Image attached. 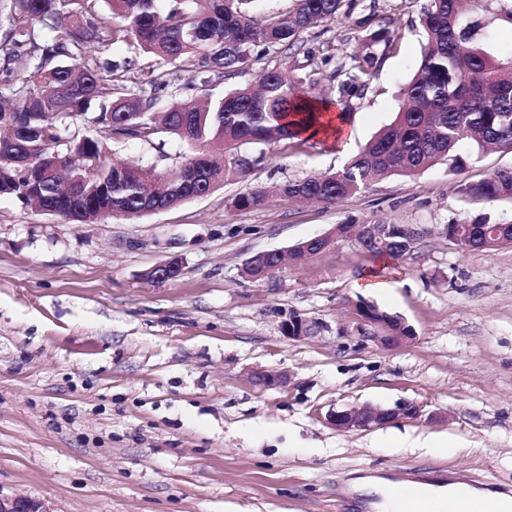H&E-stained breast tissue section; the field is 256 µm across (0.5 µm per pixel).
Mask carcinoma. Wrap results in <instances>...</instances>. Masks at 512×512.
Here are the masks:
<instances>
[{
    "label": "carcinoma",
    "instance_id": "cac0c4a2",
    "mask_svg": "<svg viewBox=\"0 0 512 512\" xmlns=\"http://www.w3.org/2000/svg\"><path fill=\"white\" fill-rule=\"evenodd\" d=\"M253 0H0V124L14 130L0 145V193L36 203L72 224H94L105 214L141 216L209 195L230 178H244L268 161L271 146L320 124L321 100L302 89L292 72L304 33L343 11L345 0H295L287 15L259 22ZM512 24V6L475 0ZM425 34L417 74L399 91L404 107L394 121L363 145L341 169L275 185L258 186L233 199L252 209L279 197L336 207L376 181L414 176L446 161L461 173L471 154L493 145L512 152V54L487 46L482 21L464 0H428L420 18ZM396 29L372 35L340 68L341 85L368 88L382 42L392 48ZM114 48L134 44L139 53L181 67L127 87L136 69L130 59L92 57L89 44ZM260 46H282L292 67L264 68L258 85L239 87L200 104L174 102L158 111L157 91L167 86L207 91L212 77L252 69ZM159 133L189 147L174 179L155 167L112 158L111 145L129 139L154 143ZM469 197L512 198V168L460 181ZM378 235L363 248L384 271L411 249L399 226L377 223ZM448 235L464 249L493 251L512 239V224L482 219L455 223ZM278 261L275 254L248 261L256 281Z\"/></svg>",
    "mask_w": 512,
    "mask_h": 512
}]
</instances>
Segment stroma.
I'll list each match as a JSON object with an SVG mask.
<instances>
[{"mask_svg": "<svg viewBox=\"0 0 512 512\" xmlns=\"http://www.w3.org/2000/svg\"><path fill=\"white\" fill-rule=\"evenodd\" d=\"M427 0H346L337 20L309 30L304 49L317 92L346 115L340 134L295 138L247 178L166 211L72 224L0 196V494L23 493L53 512H376L353 480L408 474L512 487V244L462 250L441 224L512 223V199L470 198L477 181L512 167V153H471L465 174L439 163L372 184L340 206L278 198L241 210L233 198L342 168L401 106L416 73ZM400 33L367 91L338 90L336 70L366 33ZM116 157L174 173L185 143L161 135ZM411 224L422 236L366 291L375 267L341 240L254 282L243 264L334 225ZM171 256L183 273L145 274ZM403 317L413 342L362 345L349 301ZM319 331L288 339L294 315ZM259 370L285 386L254 383ZM420 406L415 420L369 431L336 429L329 415L364 405Z\"/></svg>", "mask_w": 512, "mask_h": 512, "instance_id": "1", "label": "stroma"}]
</instances>
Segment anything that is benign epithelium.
<instances>
[{
    "instance_id": "obj_1",
    "label": "benign epithelium",
    "mask_w": 512,
    "mask_h": 512,
    "mask_svg": "<svg viewBox=\"0 0 512 512\" xmlns=\"http://www.w3.org/2000/svg\"><path fill=\"white\" fill-rule=\"evenodd\" d=\"M183 261L171 257L153 267L147 276L154 282L166 283L181 276ZM353 329L362 342L381 350H391L410 343L415 338L414 329L400 316L382 314L377 307L365 300L348 302ZM315 325L299 316H292L282 324L283 333L292 340H301L314 333ZM255 383L271 388L287 383V376L275 370H262L253 375ZM422 416L420 406L413 403L399 404L393 408L364 406L335 411L331 421L340 431L370 430L395 420H414ZM0 512H53L47 504L26 495L0 494Z\"/></svg>"
}]
</instances>
